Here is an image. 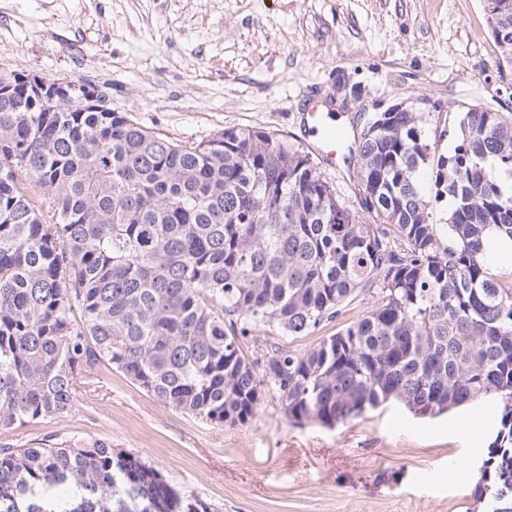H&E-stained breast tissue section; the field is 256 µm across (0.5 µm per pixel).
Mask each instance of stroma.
Masks as SVG:
<instances>
[{"instance_id":"obj_1","label":"stroma","mask_w":512,"mask_h":512,"mask_svg":"<svg viewBox=\"0 0 512 512\" xmlns=\"http://www.w3.org/2000/svg\"><path fill=\"white\" fill-rule=\"evenodd\" d=\"M90 83L151 132L192 143L260 128L304 143L312 96L349 132L405 101L437 151L467 106L512 114V61L483 0H0V69ZM67 414L0 446L99 439L210 512H483L474 487L491 405L422 418L391 402L329 428L266 397L246 424L158 401L106 364Z\"/></svg>"}]
</instances>
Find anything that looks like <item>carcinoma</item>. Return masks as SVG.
I'll use <instances>...</instances> for the list:
<instances>
[{
    "label": "carcinoma",
    "mask_w": 512,
    "mask_h": 512,
    "mask_svg": "<svg viewBox=\"0 0 512 512\" xmlns=\"http://www.w3.org/2000/svg\"><path fill=\"white\" fill-rule=\"evenodd\" d=\"M488 24L512 59V10ZM13 76L0 72V430L71 412L99 362L216 425L268 395L328 427L389 401L432 417L486 399L500 429L475 497L512 512V282L486 251L512 240V115L467 108L445 155L420 113H371L349 145L351 207L278 134L178 143L83 82L52 98ZM371 289L373 307L314 346L262 344L314 333ZM0 512L209 508L132 453L61 439L0 447Z\"/></svg>",
    "instance_id": "obj_1"
}]
</instances>
